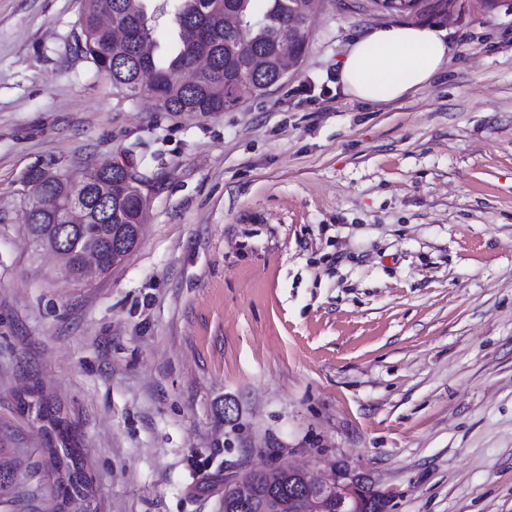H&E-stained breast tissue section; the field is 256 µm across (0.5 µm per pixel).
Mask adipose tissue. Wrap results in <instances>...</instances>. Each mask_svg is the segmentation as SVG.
Here are the masks:
<instances>
[{"label": "adipose tissue", "mask_w": 512, "mask_h": 512, "mask_svg": "<svg viewBox=\"0 0 512 512\" xmlns=\"http://www.w3.org/2000/svg\"><path fill=\"white\" fill-rule=\"evenodd\" d=\"M447 60L444 30L391 25L370 30L349 45L340 81L358 100L388 102L423 86Z\"/></svg>", "instance_id": "1"}]
</instances>
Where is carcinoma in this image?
Returning a JSON list of instances; mask_svg holds the SVG:
<instances>
[{"label":"carcinoma","instance_id":"obj_1","mask_svg":"<svg viewBox=\"0 0 512 512\" xmlns=\"http://www.w3.org/2000/svg\"><path fill=\"white\" fill-rule=\"evenodd\" d=\"M152 0H80V51L97 73L113 85L131 86L137 95L156 99L160 112H224L240 104L244 91L257 96L279 82V66L288 51L305 52L306 42L288 40V30H308L310 0H266L255 16V0H173L169 25L173 40L161 49L153 37ZM450 0H381L387 11L424 15L448 11ZM112 10V20L127 29L135 49L116 45L109 28L99 22L102 9ZM80 177L68 176L54 185L62 202L74 195ZM148 178L130 168L112 169V223L95 195L88 193L86 223L26 225L27 233L70 256L69 277L87 285L97 275L89 273L81 254L106 244L126 224H142L135 191L143 190ZM37 417L49 422L50 448L34 469L55 488L54 512L76 497L83 499L89 488L82 475L80 449L71 425L60 410L38 405Z\"/></svg>","mask_w":512,"mask_h":512}]
</instances>
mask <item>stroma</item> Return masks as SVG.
Listing matches in <instances>:
<instances>
[{"label": "stroma", "instance_id": "1", "mask_svg": "<svg viewBox=\"0 0 512 512\" xmlns=\"http://www.w3.org/2000/svg\"><path fill=\"white\" fill-rule=\"evenodd\" d=\"M79 0H0V442L44 512L42 402L92 512H222L224 476L362 474L388 512H512V0L421 17L322 0L296 71L226 112L127 100L76 49ZM447 32L389 103L350 42ZM151 176L136 250L94 284L26 234L22 180Z\"/></svg>", "mask_w": 512, "mask_h": 512}]
</instances>
